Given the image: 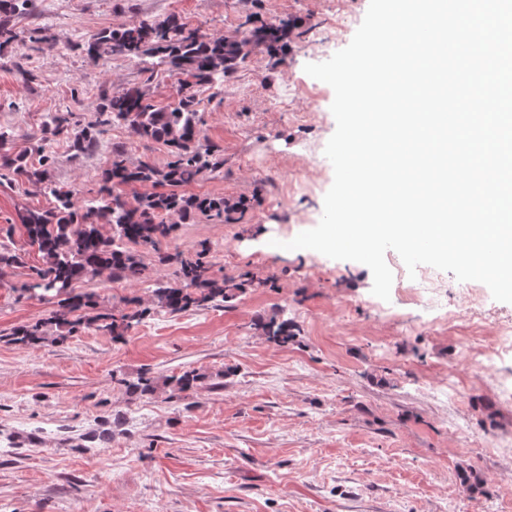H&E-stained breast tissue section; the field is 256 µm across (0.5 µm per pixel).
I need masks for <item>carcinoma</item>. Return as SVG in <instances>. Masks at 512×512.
I'll return each mask as SVG.
<instances>
[{
	"label": "carcinoma",
	"instance_id": "carcinoma-1",
	"mask_svg": "<svg viewBox=\"0 0 512 512\" xmlns=\"http://www.w3.org/2000/svg\"><path fill=\"white\" fill-rule=\"evenodd\" d=\"M29 0H0V46L20 41L12 18ZM245 37L208 38L200 29L171 15L160 21H139L119 29L103 31L84 43L87 59L97 62L106 56L129 60L156 58L189 79L187 86H213L224 82L257 47L276 52L287 46L297 23L290 17L255 24L251 17L243 22ZM103 112L140 139L161 141L170 148L171 158L160 168L142 161L130 165L120 150L112 151L99 195L83 204L71 190L54 183L45 190L54 197L55 206L46 211L26 209L18 214L21 230L42 259L34 268L27 291L42 299H55L64 309L45 321L16 327L8 340L23 347H40L80 329L104 331L114 340L125 337L140 324L149 310L134 299L121 309L95 311L92 297L76 291L82 279L109 271L112 280L139 281L146 268L129 245H156L171 234L173 225L193 219L199 211L215 213L224 222L234 221L242 202L228 198L199 199L187 196L181 188L193 182L207 169H216L222 161L216 151L199 145L200 117L195 95L185 92L173 105L156 107L146 86H133L112 96ZM99 131L86 127L74 136V146H94ZM0 170L17 177L44 181L46 171L32 168L27 153H0ZM152 184L162 190L141 195L132 205L119 188ZM174 277L158 280L152 294L154 308L169 313L219 306L236 299L249 288L260 287L265 279L253 272L239 277L219 278L199 253L176 256ZM22 265L21 257L0 243V279ZM260 335L270 342L286 345L296 337L292 322L275 315L255 324ZM203 376L192 368L176 376L155 377L140 374L133 382L120 380L131 394L171 397L197 386Z\"/></svg>",
	"mask_w": 512,
	"mask_h": 512
}]
</instances>
